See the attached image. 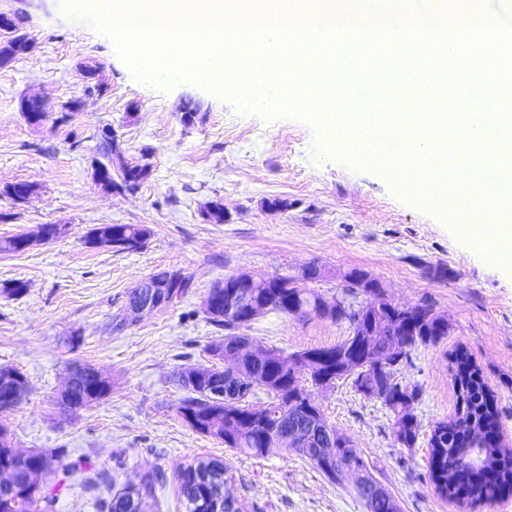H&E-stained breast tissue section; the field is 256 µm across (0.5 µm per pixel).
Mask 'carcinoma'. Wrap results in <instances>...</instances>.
<instances>
[{
	"label": "carcinoma",
	"mask_w": 512,
	"mask_h": 512,
	"mask_svg": "<svg viewBox=\"0 0 512 512\" xmlns=\"http://www.w3.org/2000/svg\"><path fill=\"white\" fill-rule=\"evenodd\" d=\"M146 166L120 165L122 183L112 187L133 189L146 177ZM112 246L121 250L136 251L151 233L144 224H114ZM156 278H170L175 295L183 298L191 288L193 276L181 269L154 274ZM293 277L276 275L265 286L249 284L232 274L213 283L219 290L217 304L224 307V297L236 294L246 300L241 309L222 319L209 318L207 322L224 330V339L212 343L207 351L216 356L217 349L246 338L243 330L250 327L253 318L249 308L262 313H279L285 316H303L313 313L309 306L306 288L292 287ZM377 322L387 333L383 344L389 350L386 371L387 395L381 403L390 410L394 420L392 434L405 448L416 447L421 434V424L414 413V404L420 399L418 386L403 385L396 373L401 366L411 362L412 352L419 347L434 346L448 335V325L420 322L415 336H401V314L396 310L377 315ZM346 351L353 359L352 368L334 372V380H351L357 392L367 399L374 394L364 389L361 377L376 371L357 350L353 337L341 343L323 348V352L335 354ZM305 354V351L283 354L284 362L270 359L257 360L245 357L239 362L236 378L228 382L234 388L236 398L222 404L208 389L207 383L183 379V371L174 375V382L188 392L176 408L178 416L194 431L214 437L224 447L254 458L265 457L271 449L279 447L278 437L291 429L305 428L306 418L297 411L292 395L306 391L303 382H314L305 371H288V362ZM453 381L457 395L454 416L437 422L430 431L427 445L429 452V478L437 493L454 503L460 512L480 505L493 503L500 494L512 489V449L503 446L500 436L499 412L494 394L488 388L478 366L463 351L452 355ZM111 391L110 381L92 373L82 374L66 395H57L55 406L59 412L73 410L93 397L100 401ZM263 393L266 399L257 397ZM307 460L328 479L324 468L325 454L351 462L355 470L358 496L365 502L368 512H400L399 505L389 492L384 497L369 498L365 491L368 484H378L372 474L373 466L362 449L355 445L345 446L335 439L329 448H285ZM54 459L44 452L22 454L16 451L9 437L8 428L0 422V512H36L40 502L50 497L49 489L32 481L31 471L38 467L44 472L52 469ZM232 477L228 466L221 461L198 460L188 465L182 473L181 493L187 502L188 512H241L238 499L231 493ZM108 512H146L140 489L125 486L112 497Z\"/></svg>",
	"instance_id": "obj_1"
}]
</instances>
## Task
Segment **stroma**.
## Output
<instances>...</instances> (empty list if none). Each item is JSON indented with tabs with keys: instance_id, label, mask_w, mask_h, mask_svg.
<instances>
[{
	"instance_id": "1",
	"label": "stroma",
	"mask_w": 512,
	"mask_h": 512,
	"mask_svg": "<svg viewBox=\"0 0 512 512\" xmlns=\"http://www.w3.org/2000/svg\"><path fill=\"white\" fill-rule=\"evenodd\" d=\"M473 5L512 23V0H423L417 17ZM0 16L31 39L0 69V190L34 188L22 203L0 193V237H35L24 252L0 253V283L28 284L21 296H0V367L18 368L30 387L6 418L16 449L55 455L40 482L56 491L39 512H105L129 482L148 485L149 512H186L181 472L200 458L229 464L243 512H367L353 478L328 480L281 449L262 459L232 452L177 416L185 391L173 373L210 365L206 348L223 337L202 302L213 282L241 271L293 276L314 264L323 275L307 287L331 300L343 274L362 268L394 302L444 314L447 337L413 351L399 373L421 388L414 412L423 432L455 413L449 357L461 348L493 391L512 445V263L471 242L465 214L412 203L381 173L352 166L337 140L326 139L328 156L313 161L316 116L268 118L189 74L166 87L136 80L111 38L69 17L62 0H0ZM25 96L45 108L40 127L18 110ZM189 107L197 110L190 123ZM107 127L129 165L150 166L135 189L93 178ZM213 202L224 207L223 223L204 216ZM46 224L62 231L44 242L37 233ZM101 224H143L151 234L133 252L88 247V231ZM178 268L194 279L177 305L113 329L139 281ZM247 333L292 353L337 344L350 329L314 314L269 313ZM74 363L99 369L112 390L66 418L53 400ZM312 395L375 464L400 512H456L429 480L426 447L402 448L380 401L348 382Z\"/></svg>"
}]
</instances>
